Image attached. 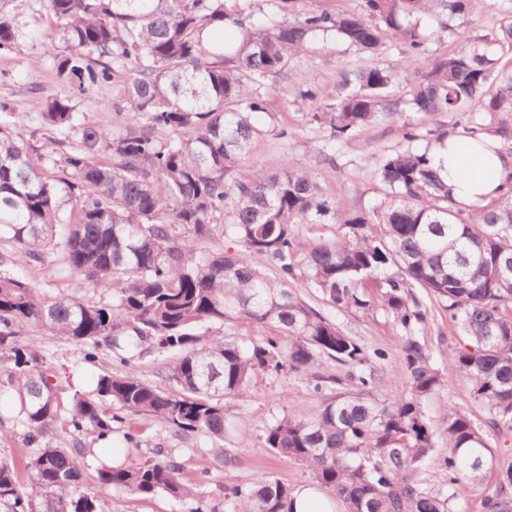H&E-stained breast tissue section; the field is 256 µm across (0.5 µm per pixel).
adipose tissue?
<instances>
[{
  "mask_svg": "<svg viewBox=\"0 0 512 512\" xmlns=\"http://www.w3.org/2000/svg\"><path fill=\"white\" fill-rule=\"evenodd\" d=\"M433 154L448 177L456 201L465 204L489 203L508 171L512 158L499 150L496 138L476 143L468 137L452 135L438 144Z\"/></svg>",
  "mask_w": 512,
  "mask_h": 512,
  "instance_id": "1",
  "label": "adipose tissue"
}]
</instances>
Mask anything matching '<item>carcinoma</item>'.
<instances>
[{
  "label": "carcinoma",
  "mask_w": 512,
  "mask_h": 512,
  "mask_svg": "<svg viewBox=\"0 0 512 512\" xmlns=\"http://www.w3.org/2000/svg\"><path fill=\"white\" fill-rule=\"evenodd\" d=\"M58 44L56 75L68 93L45 99L41 124L61 138L38 147L19 121L0 120V388L15 410L0 412V439L26 429L29 452L0 455V512H100L80 489L73 449L52 441L57 425L104 437L124 416L156 419L173 432L213 441L229 431L224 400L258 374L308 372L328 357L354 368L362 395L288 414L266 427L263 445L275 457L305 465L337 512H450L449 504L496 473L484 512H512V465L499 466L493 438L512 434V171L484 206L452 197L443 168L428 151L383 155L375 175L385 196L370 209L326 195L302 167L245 165L255 143L292 138L266 128L261 93L285 75L290 60L313 55L339 36L361 57L388 42L407 46L396 73L361 64L339 73L340 93L322 101L310 90V121L350 141L358 131L404 108L423 117L442 112H512V0H501L498 27L470 35L448 21L469 14L472 0H360L353 11L319 9L305 0H274L277 18H261L255 0H45ZM425 17L455 36L433 55L421 32ZM19 29L0 15V53L12 51ZM122 71L115 111L105 129L79 117L73 99ZM405 88L393 99L394 88ZM409 142L444 140L424 123H405ZM106 153L110 160L103 161ZM68 199H63V196ZM72 208L63 215L66 201ZM230 225L242 251L215 244ZM333 224V236L299 250L293 226ZM64 270L112 288V303L53 297L16 277L10 267L42 261L57 226ZM266 259L271 271L253 264ZM315 288L336 308L382 303L400 340L406 391L377 402L367 349L311 306ZM440 304L467 343L439 368L417 331ZM269 330L260 341L211 335L226 323ZM37 325L85 347V358L115 353L124 373L105 370L89 393L52 382L45 359L21 340ZM159 353L156 370L168 392L130 371L145 346ZM465 380L489 428L456 406L444 415L448 452L439 459L447 489L428 485L435 441L423 402L447 375ZM179 466L146 459L103 467L101 486L132 495L159 494L204 505ZM294 490L269 476L224 495L227 512H293Z\"/></svg>",
  "instance_id": "1"
}]
</instances>
